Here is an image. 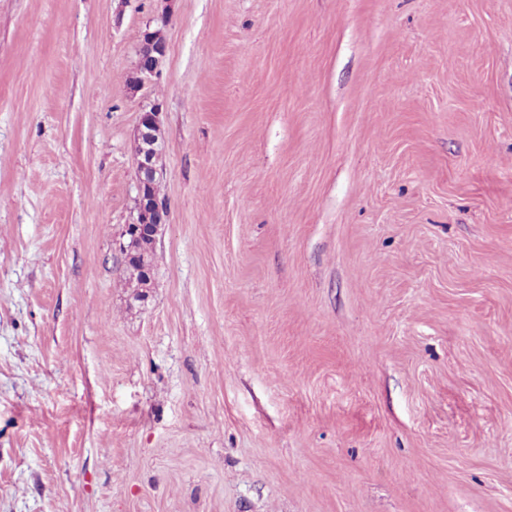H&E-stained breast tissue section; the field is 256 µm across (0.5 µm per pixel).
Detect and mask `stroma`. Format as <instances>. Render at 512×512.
Returning <instances> with one entry per match:
<instances>
[{
    "label": "stroma",
    "instance_id": "1",
    "mask_svg": "<svg viewBox=\"0 0 512 512\" xmlns=\"http://www.w3.org/2000/svg\"><path fill=\"white\" fill-rule=\"evenodd\" d=\"M0 512H512V0H0ZM161 33L151 30L150 26L142 34L138 49V66L136 78L131 82L130 89L138 92L153 77L159 74L160 66L166 55V42L160 38ZM159 103L144 109L139 118L134 163L138 173L137 197L131 221L125 224L120 251L134 257L133 242L142 236L156 239L163 224H166L167 207L156 194L162 175L159 165L162 156L160 143ZM127 260V261H128Z\"/></svg>",
    "mask_w": 512,
    "mask_h": 512
}]
</instances>
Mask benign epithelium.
Returning a JSON list of instances; mask_svg holds the SVG:
<instances>
[{"mask_svg":"<svg viewBox=\"0 0 512 512\" xmlns=\"http://www.w3.org/2000/svg\"><path fill=\"white\" fill-rule=\"evenodd\" d=\"M166 42L157 31L146 28L142 34L138 49L137 76L131 82V90L137 92L157 76L163 58L166 55ZM159 104L154 103L140 114L134 163L138 173L137 197L131 221L125 225L120 251L128 257H134L133 242L142 237L156 238L167 219V207L156 194L157 184L162 175L160 159Z\"/></svg>","mask_w":512,"mask_h":512,"instance_id":"obj_1","label":"benign epithelium"}]
</instances>
